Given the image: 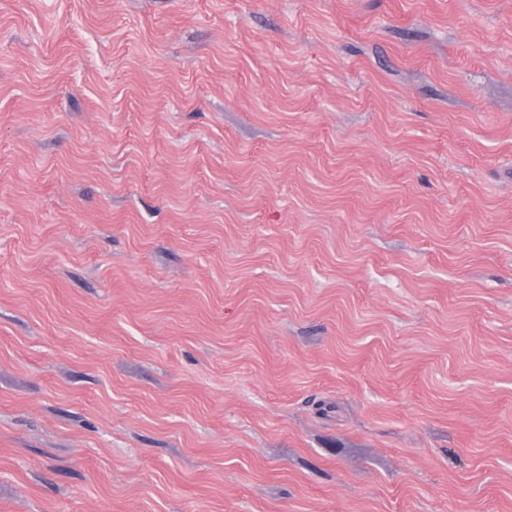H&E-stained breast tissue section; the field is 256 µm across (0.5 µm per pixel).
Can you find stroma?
Listing matches in <instances>:
<instances>
[{"instance_id":"stroma-1","label":"stroma","mask_w":512,"mask_h":512,"mask_svg":"<svg viewBox=\"0 0 512 512\" xmlns=\"http://www.w3.org/2000/svg\"><path fill=\"white\" fill-rule=\"evenodd\" d=\"M0 512H512V0H0Z\"/></svg>"}]
</instances>
